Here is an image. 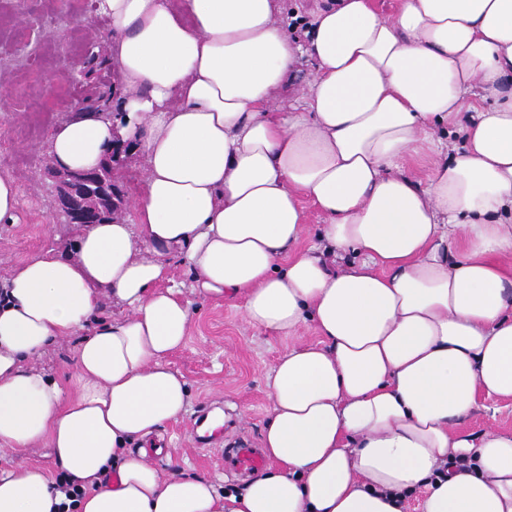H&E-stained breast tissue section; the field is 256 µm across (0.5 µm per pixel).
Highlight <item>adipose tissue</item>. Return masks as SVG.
<instances>
[{"mask_svg": "<svg viewBox=\"0 0 512 512\" xmlns=\"http://www.w3.org/2000/svg\"><path fill=\"white\" fill-rule=\"evenodd\" d=\"M99 8L123 95L47 151L81 171L128 142L135 219L81 226L73 253L0 283V450L44 444L59 467L0 468V512H402L419 486L423 512H512V434L456 430L481 396L512 399V0H313L302 43L282 0ZM304 197L326 218L307 249ZM176 259L251 326L319 336L275 368L276 468L228 495L130 449L189 405L167 362L191 321ZM107 300L121 315L97 320ZM67 336L63 384L33 362Z\"/></svg>", "mask_w": 512, "mask_h": 512, "instance_id": "ef3b65f1", "label": "adipose tissue"}]
</instances>
